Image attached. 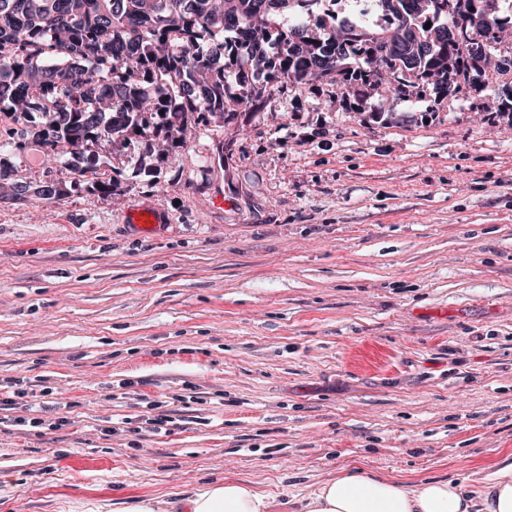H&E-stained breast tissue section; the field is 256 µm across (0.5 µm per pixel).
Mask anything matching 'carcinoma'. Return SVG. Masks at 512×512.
<instances>
[{
	"label": "carcinoma",
	"instance_id": "cac0c4a2",
	"mask_svg": "<svg viewBox=\"0 0 512 512\" xmlns=\"http://www.w3.org/2000/svg\"><path fill=\"white\" fill-rule=\"evenodd\" d=\"M366 1L383 23L352 9L339 20L321 0H281L278 11L267 0H0V114L40 117L30 134L0 129V199H59L89 180L85 165L15 182L3 154L32 145L89 159L103 141L162 133L182 144L188 128L222 124L268 91L322 82L362 101L380 89L379 67L399 97L512 77L497 63L512 50L499 0H348ZM470 6L488 11L486 30L468 26Z\"/></svg>",
	"mask_w": 512,
	"mask_h": 512
}]
</instances>
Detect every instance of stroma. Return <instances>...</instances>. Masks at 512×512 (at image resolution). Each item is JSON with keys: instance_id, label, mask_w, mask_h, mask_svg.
I'll use <instances>...</instances> for the list:
<instances>
[{"instance_id": "35a3bbf8", "label": "stroma", "mask_w": 512, "mask_h": 512, "mask_svg": "<svg viewBox=\"0 0 512 512\" xmlns=\"http://www.w3.org/2000/svg\"><path fill=\"white\" fill-rule=\"evenodd\" d=\"M509 98L353 108L318 83L181 147L100 144L112 195L0 200V381L78 417L39 436L6 411L0 512H128L224 479L289 512L355 469L477 487L512 453ZM142 207L162 223H128ZM149 399L172 434L120 430Z\"/></svg>"}]
</instances>
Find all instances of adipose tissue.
<instances>
[{
	"mask_svg": "<svg viewBox=\"0 0 512 512\" xmlns=\"http://www.w3.org/2000/svg\"><path fill=\"white\" fill-rule=\"evenodd\" d=\"M296 512H512V454L468 491L451 480L404 484L352 470L295 498ZM183 512H269L271 501L249 484L223 480L182 498Z\"/></svg>",
	"mask_w": 512,
	"mask_h": 512,
	"instance_id": "adipose-tissue-1",
	"label": "adipose tissue"
}]
</instances>
